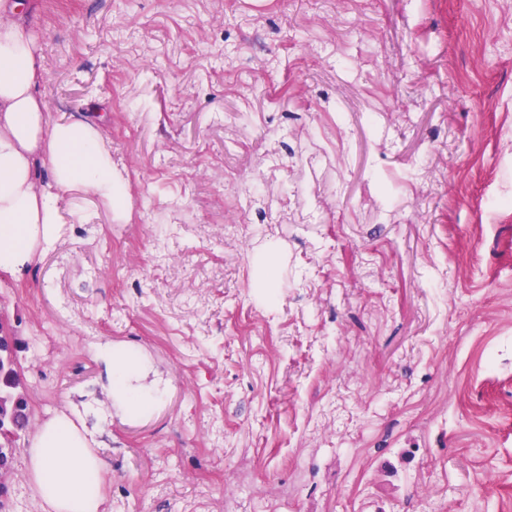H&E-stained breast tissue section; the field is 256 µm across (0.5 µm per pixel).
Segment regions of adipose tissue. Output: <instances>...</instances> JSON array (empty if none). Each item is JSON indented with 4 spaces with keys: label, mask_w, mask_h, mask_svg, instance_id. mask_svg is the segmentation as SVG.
Returning a JSON list of instances; mask_svg holds the SVG:
<instances>
[{
    "label": "adipose tissue",
    "mask_w": 512,
    "mask_h": 512,
    "mask_svg": "<svg viewBox=\"0 0 512 512\" xmlns=\"http://www.w3.org/2000/svg\"><path fill=\"white\" fill-rule=\"evenodd\" d=\"M44 80L33 33L14 18H1L0 275H19L56 247L64 194H91L113 211L123 210L129 199L100 129L81 117L51 120ZM100 354L110 368L111 394L130 411H142L132 384L140 364L107 345ZM29 473L42 512H105L102 489L112 468L92 452L77 412L54 416L36 429Z\"/></svg>",
    "instance_id": "1"
}]
</instances>
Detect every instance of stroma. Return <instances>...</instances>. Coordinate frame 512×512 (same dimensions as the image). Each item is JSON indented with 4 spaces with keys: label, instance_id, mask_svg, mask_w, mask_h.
<instances>
[{
    "label": "stroma",
    "instance_id": "obj_1",
    "mask_svg": "<svg viewBox=\"0 0 512 512\" xmlns=\"http://www.w3.org/2000/svg\"><path fill=\"white\" fill-rule=\"evenodd\" d=\"M27 2L52 119L132 196H65L0 313L108 512H512V0ZM105 343L149 412L109 406Z\"/></svg>",
    "mask_w": 512,
    "mask_h": 512
}]
</instances>
